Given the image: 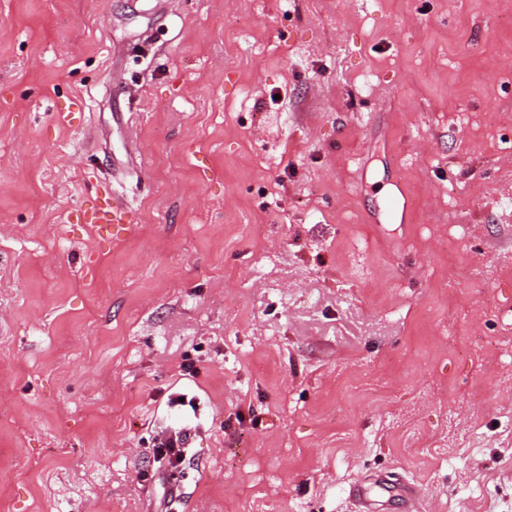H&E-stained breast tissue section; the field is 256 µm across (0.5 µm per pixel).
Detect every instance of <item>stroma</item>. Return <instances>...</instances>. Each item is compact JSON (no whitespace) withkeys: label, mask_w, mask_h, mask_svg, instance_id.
I'll return each instance as SVG.
<instances>
[{"label":"stroma","mask_w":512,"mask_h":512,"mask_svg":"<svg viewBox=\"0 0 512 512\" xmlns=\"http://www.w3.org/2000/svg\"><path fill=\"white\" fill-rule=\"evenodd\" d=\"M505 196L512 0H0V512H512ZM91 220L93 224H100L99 230H105L112 234L110 228L114 224V230L119 232L120 224H132L136 220L133 211L130 210L125 200L118 196H112V204L106 203V206H98L92 209Z\"/></svg>","instance_id":"35a3bbf8"}]
</instances>
